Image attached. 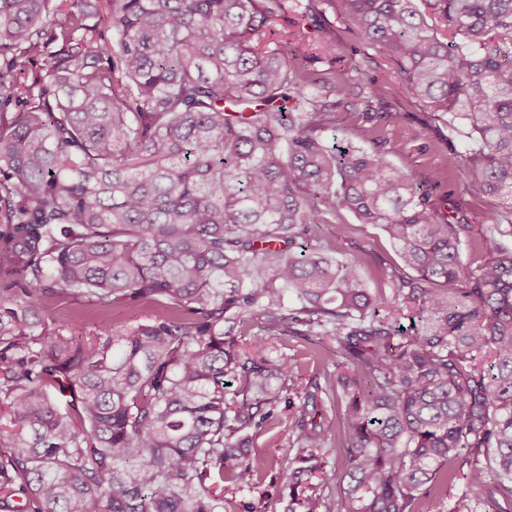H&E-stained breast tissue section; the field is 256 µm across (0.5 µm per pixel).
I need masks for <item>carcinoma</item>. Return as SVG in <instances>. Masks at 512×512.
Returning <instances> with one entry per match:
<instances>
[{
	"label": "carcinoma",
	"instance_id": "obj_1",
	"mask_svg": "<svg viewBox=\"0 0 512 512\" xmlns=\"http://www.w3.org/2000/svg\"><path fill=\"white\" fill-rule=\"evenodd\" d=\"M285 2L0 0V512H224L213 486L252 489L273 466L248 430L276 423L298 369L229 339L257 324L333 336L351 371L335 427L295 425L283 512L314 477L327 512H427L459 480L449 512H512V247L448 220L383 153L326 144L344 89L301 66L302 42L254 45ZM302 8L466 123L463 168L512 236V0ZM385 83L360 90L363 117ZM342 210L397 245L410 329L379 316L365 259L329 254ZM51 297L130 318L85 348Z\"/></svg>",
	"mask_w": 512,
	"mask_h": 512
}]
</instances>
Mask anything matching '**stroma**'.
I'll return each mask as SVG.
<instances>
[{
	"instance_id": "35a3bbf8",
	"label": "stroma",
	"mask_w": 512,
	"mask_h": 512,
	"mask_svg": "<svg viewBox=\"0 0 512 512\" xmlns=\"http://www.w3.org/2000/svg\"><path fill=\"white\" fill-rule=\"evenodd\" d=\"M287 17L290 31L313 49L307 63L309 69L333 71L337 84L353 90L372 80L387 81L385 92L375 105L376 119L368 121L357 113H337L335 127L325 134L327 143L381 147L389 162L405 168L418 181L434 184L436 197L448 201L447 214L468 219L488 238L512 246V237L500 235L497 225L489 219L491 212L500 209L499 200L481 194L474 176L465 174L460 167L464 154L474 146L464 128L435 118L425 106L411 99L401 81L392 78L395 66L388 57L363 42L334 15L326 17L333 29L328 40L319 36L313 17L295 10L288 11ZM385 112L397 113V120L383 121L381 115ZM340 220L350 230L336 242L333 257L342 261L368 257L369 264L361 272L367 288L388 297L382 315L398 317L403 326H410V317L400 314L399 304L390 299L392 284L386 272L399 261L392 241L379 226L359 223L349 212H341ZM53 307L64 320L67 332L85 343L90 342L101 322L120 325L128 318L125 309L102 310L83 298L57 300ZM264 345L268 357L294 360L302 382L322 384L336 371L335 363L327 359L335 340H327L325 347L319 348L296 337L268 336ZM301 415L302 404L297 401L292 407L283 408L280 421L273 429L254 430L255 450L274 458L275 465L258 488L234 493L224 512H263L264 503L279 495L288 482L289 438Z\"/></svg>"
}]
</instances>
